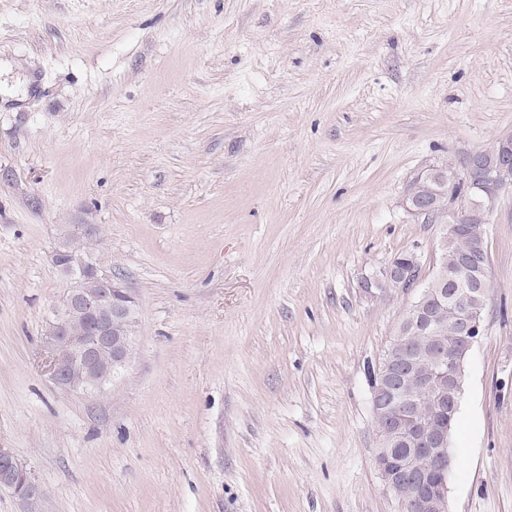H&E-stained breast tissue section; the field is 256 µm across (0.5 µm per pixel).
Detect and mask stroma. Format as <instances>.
I'll use <instances>...</instances> for the list:
<instances>
[{
  "label": "stroma",
  "instance_id": "obj_1",
  "mask_svg": "<svg viewBox=\"0 0 512 512\" xmlns=\"http://www.w3.org/2000/svg\"><path fill=\"white\" fill-rule=\"evenodd\" d=\"M512 132V0H0V448L40 512H403L369 373L428 284L423 170ZM75 224L138 301L89 394L43 336ZM464 364L448 512H512V189ZM407 262L405 266H398L391 260L380 271L381 274L373 278H365L362 282V288L370 294L374 293V290H379L378 287L382 284L394 287L410 282V288H414L419 281V263L416 255L412 254Z\"/></svg>",
  "mask_w": 512,
  "mask_h": 512
}]
</instances>
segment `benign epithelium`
<instances>
[{
	"label": "benign epithelium",
	"mask_w": 512,
	"mask_h": 512,
	"mask_svg": "<svg viewBox=\"0 0 512 512\" xmlns=\"http://www.w3.org/2000/svg\"><path fill=\"white\" fill-rule=\"evenodd\" d=\"M496 160L486 165L481 151L463 152L446 164L434 166L421 173L436 179V189L425 195L415 187L408 188L404 206L415 216H434L445 225V232H466L476 223H490L499 194L512 189V136L504 134L495 141ZM465 179L473 195L449 202L458 179ZM100 233L97 224H75L71 239L95 240ZM52 263L60 271L79 268V278H93L95 288L66 289L64 297L55 305L53 319L44 336L48 353V370L52 380L63 389L92 392L113 381L132 362L135 333L138 325L137 299L111 275L103 273L96 264L81 260L74 262L68 254L55 250ZM435 280L440 287H425L409 308L395 340L401 346V366L385 368L380 372V383L372 391L379 449L375 455L376 467L387 490L405 504L407 512H448V436L450 427L440 425L413 435L402 436L396 406L412 404L423 398H432L438 405L448 408V419L459 410L463 390L460 355L471 350L481 336L483 315L464 313L456 325L458 347L448 349L440 337L438 322L432 310L449 304L466 308L471 290L457 288L445 290L448 276L438 267ZM419 281V263L411 255L408 263L398 266L389 262L381 274L366 278L362 288L368 293L382 284L394 287ZM82 312L85 329L82 335L72 334L69 312ZM427 336L431 339L428 359L434 371L417 381L416 391L404 394L398 388L411 355L410 337ZM79 364L88 375L74 376L71 369ZM0 486L26 506L44 497V489L35 476L9 451L0 448Z\"/></svg>",
	"instance_id": "1"
}]
</instances>
